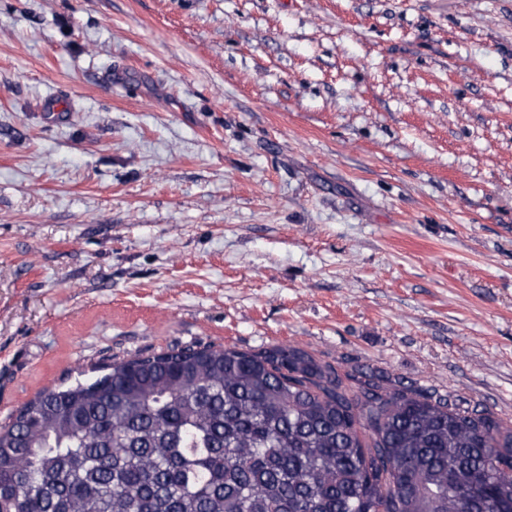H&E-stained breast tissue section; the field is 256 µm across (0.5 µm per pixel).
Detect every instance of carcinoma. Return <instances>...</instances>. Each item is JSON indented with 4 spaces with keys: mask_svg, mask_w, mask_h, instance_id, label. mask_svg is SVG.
I'll return each instance as SVG.
<instances>
[{
    "mask_svg": "<svg viewBox=\"0 0 512 512\" xmlns=\"http://www.w3.org/2000/svg\"><path fill=\"white\" fill-rule=\"evenodd\" d=\"M98 371L0 426V512H512V425L296 345Z\"/></svg>",
    "mask_w": 512,
    "mask_h": 512,
    "instance_id": "carcinoma-1",
    "label": "carcinoma"
}]
</instances>
